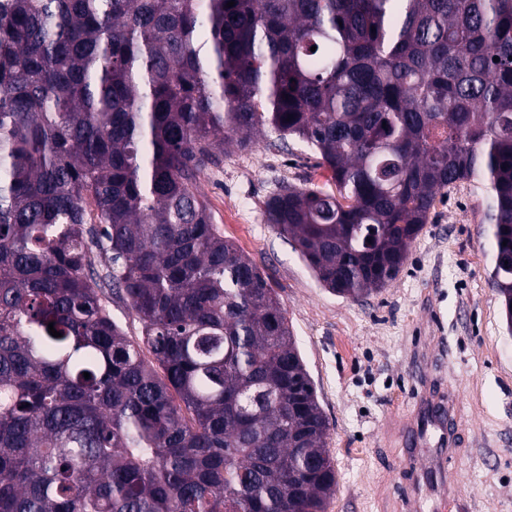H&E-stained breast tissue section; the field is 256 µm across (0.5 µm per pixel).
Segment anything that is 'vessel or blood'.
Instances as JSON below:
<instances>
[{
    "mask_svg": "<svg viewBox=\"0 0 512 512\" xmlns=\"http://www.w3.org/2000/svg\"><path fill=\"white\" fill-rule=\"evenodd\" d=\"M458 414L456 399L426 391L418 399L402 431L403 438L425 460L408 493L413 497L424 490L435 494L439 512H446L450 506L456 512H467L455 490V475L446 466V459L457 442Z\"/></svg>",
    "mask_w": 512,
    "mask_h": 512,
    "instance_id": "1",
    "label": "vessel or blood"
}]
</instances>
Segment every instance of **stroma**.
<instances>
[{
  "instance_id": "stroma-1",
  "label": "stroma",
  "mask_w": 512,
  "mask_h": 512,
  "mask_svg": "<svg viewBox=\"0 0 512 512\" xmlns=\"http://www.w3.org/2000/svg\"><path fill=\"white\" fill-rule=\"evenodd\" d=\"M277 139L267 130L226 154L201 175L199 190L214 224L257 264L287 310L329 427L337 486L327 512H378L382 496L394 500L393 512H433L431 500L402 496L416 457L383 439L413 406L423 354L462 409L463 446L451 462L458 493L474 512H512V333L490 285L485 187L451 188L398 276L353 302L321 286L266 222L265 203L278 186L334 188L312 149Z\"/></svg>"
}]
</instances>
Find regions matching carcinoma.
Returning <instances> with one entry per match:
<instances>
[{
    "mask_svg": "<svg viewBox=\"0 0 512 512\" xmlns=\"http://www.w3.org/2000/svg\"><path fill=\"white\" fill-rule=\"evenodd\" d=\"M228 2L0 0V512H326L286 310L198 190L266 127L336 185L267 222L353 301L482 182L512 332V0Z\"/></svg>",
    "mask_w": 512,
    "mask_h": 512,
    "instance_id": "carcinoma-1",
    "label": "carcinoma"
}]
</instances>
